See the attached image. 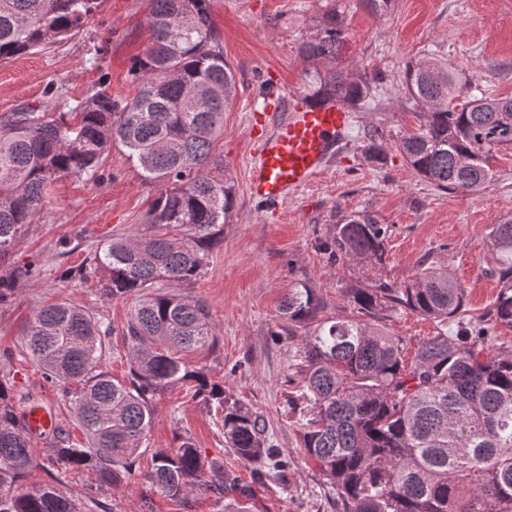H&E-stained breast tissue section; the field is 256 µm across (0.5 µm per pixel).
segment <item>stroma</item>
Returning a JSON list of instances; mask_svg holds the SVG:
<instances>
[{
    "label": "stroma",
    "instance_id": "stroma-1",
    "mask_svg": "<svg viewBox=\"0 0 512 512\" xmlns=\"http://www.w3.org/2000/svg\"><path fill=\"white\" fill-rule=\"evenodd\" d=\"M210 7L224 58L236 76L224 133L213 149L235 187V202L208 268L181 290L207 305L217 338L213 349L189 355L188 362L264 417L275 447L288 459V473L282 481L272 473L259 477V464L227 447L215 413L187 387L174 385L157 397L146 445L125 481L105 492L101 502L105 512H222L225 503L243 498L239 490L245 487L253 512H336L335 493L307 455L288 413L300 368L294 339L283 334L287 320L281 303L291 284L305 282L317 289L326 315H349L342 288L353 272L332 266L318 244L343 215L366 211L390 227L385 280L408 283L421 264H444L465 287L470 314L488 313L498 292L488 233L492 224L512 217V149L494 155L493 181L471 194L444 192L417 177L395 144L417 123L402 84L407 62L432 55L485 94L512 96V0H394L382 14L368 11L360 0H211ZM334 8L345 16L348 63L380 79L376 106L354 113L337 154L313 183L281 205L257 202L247 192L256 144L271 129L275 99L305 94L310 65L301 44ZM147 15L146 0H100L83 30L62 45L0 63V121L20 107L45 105L52 85L78 98L99 82L113 95L127 96L131 61L150 39ZM372 137L385 146L377 162L363 153ZM100 174L97 180L65 175L54 182L14 254L16 263L35 266L40 275L0 306V352L11 355L15 401L51 403L57 427L78 445L85 435L71 399L80 385L48 381L28 354L23 333L44 305H80L111 324L102 365L116 379L127 376L124 331L132 298H103L93 283L64 280L60 273L81 265L112 234L134 230L156 189L143 182L118 147L105 156ZM386 328L406 341L409 359L420 341L437 333L434 322L406 310L389 318ZM180 434L190 435L206 460L233 472L237 488L179 498L153 493L145 480L152 454L176 447ZM95 481L93 472L52 465L30 469L13 491L23 494L50 483L82 501Z\"/></svg>",
    "mask_w": 512,
    "mask_h": 512
}]
</instances>
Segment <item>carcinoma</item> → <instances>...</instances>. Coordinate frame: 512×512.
<instances>
[{"mask_svg": "<svg viewBox=\"0 0 512 512\" xmlns=\"http://www.w3.org/2000/svg\"><path fill=\"white\" fill-rule=\"evenodd\" d=\"M97 0H0V62L62 43L83 29ZM150 43L134 59L133 93L114 97L93 87L55 106L24 107L0 121V305L40 275L12 255L61 175L98 177L118 145L142 179L157 186L142 224L97 245L87 264L60 278L86 281L100 273L98 293L135 299L126 335L127 381L102 367L112 327L73 303L38 309L26 331L29 353L52 381L76 380L74 409L87 444L55 432L56 460L97 477L96 489L121 485L167 387L181 384L222 413L224 440L241 459L267 461L280 477L288 458L274 448L264 420L224 393L185 355L215 343L209 309L174 292L192 284L224 240L234 184L213 145L224 133V110L236 78L210 13V0H149ZM342 15L332 10L301 45L307 99L364 105L374 79L345 66ZM408 97L419 125L396 143L409 167L442 191L478 192L493 173L491 154L512 148V98L478 96L448 65L422 58L405 66ZM389 226L373 215L343 216L320 250L336 266L362 275L344 287L353 317L323 315L316 289L288 288L283 310L300 337L302 388L290 400L307 454L336 494L337 512H512V353L496 350L494 328L512 327V218L490 228L498 292L491 318L466 309V288L445 267L421 265L396 287L380 275ZM172 287L165 290L164 286ZM434 321L438 332L418 345L413 365L406 343L383 328L401 310ZM457 330L448 335V324ZM9 353L0 364V512H84L52 485L21 495L12 484L35 464L24 432L26 412L11 395ZM156 452L146 477L170 497L235 481L203 459L190 437Z\"/></svg>", "mask_w": 512, "mask_h": 512, "instance_id": "1", "label": "carcinoma"}]
</instances>
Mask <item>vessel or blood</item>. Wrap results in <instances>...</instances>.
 Segmentation results:
<instances>
[{
    "label": "vessel or blood",
    "mask_w": 512,
    "mask_h": 512,
    "mask_svg": "<svg viewBox=\"0 0 512 512\" xmlns=\"http://www.w3.org/2000/svg\"><path fill=\"white\" fill-rule=\"evenodd\" d=\"M352 115L344 105L329 99L317 104L297 101L278 118L256 149L248 189L259 202L274 205L309 185L334 156L350 127ZM54 421L46 406L28 409L25 431L37 437L50 432Z\"/></svg>",
    "instance_id": "vessel-or-blood-1"
}]
</instances>
